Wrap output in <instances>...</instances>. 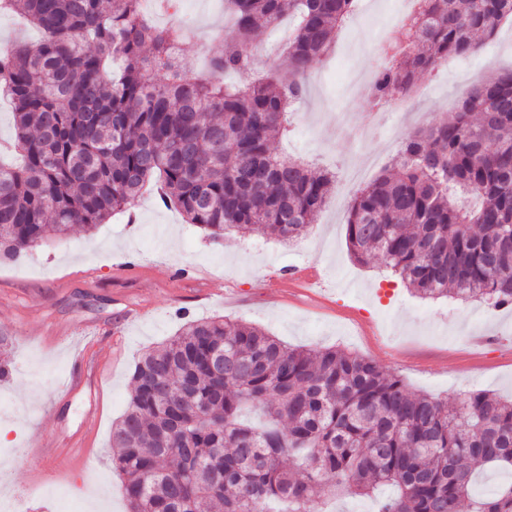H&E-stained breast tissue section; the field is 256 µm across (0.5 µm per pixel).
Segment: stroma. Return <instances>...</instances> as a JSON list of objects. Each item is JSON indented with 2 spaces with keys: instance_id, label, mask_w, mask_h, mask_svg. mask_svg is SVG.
<instances>
[{
  "instance_id": "35a3bbf8",
  "label": "stroma",
  "mask_w": 512,
  "mask_h": 512,
  "mask_svg": "<svg viewBox=\"0 0 512 512\" xmlns=\"http://www.w3.org/2000/svg\"><path fill=\"white\" fill-rule=\"evenodd\" d=\"M402 14L400 0H367L341 25L336 44L309 68L307 92L287 138L275 149L335 176L333 192L306 237L293 248L273 238L225 236L210 242L180 211L145 192L95 229L45 245L25 259L0 263V331L12 336L11 378L0 382V498L25 512L42 483L23 457L45 435L61 447L85 448L78 468L57 484L62 503L48 512H128L122 479L112 467V425L125 408L132 367L150 347L182 327V313L249 321L288 344L340 346L398 375L415 393L454 403L471 389L512 398V309L479 302L426 301L389 277L383 261L354 260L346 223L357 190L351 169L401 148L420 127L456 111L470 72L487 77L512 69V22L493 36L495 63L480 53L450 58L418 78L430 95L410 112L390 115L387 132L354 139L374 107L369 78L382 64L377 40ZM154 21L180 23L187 35L180 64L194 75L215 47L214 32L231 37L224 0H178ZM139 269L130 276L124 263ZM292 272L294 282L281 278ZM53 324H73L89 362L83 385L68 391L70 342L46 341Z\"/></svg>"
}]
</instances>
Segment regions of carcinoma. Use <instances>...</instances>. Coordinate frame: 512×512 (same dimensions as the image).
<instances>
[{"mask_svg": "<svg viewBox=\"0 0 512 512\" xmlns=\"http://www.w3.org/2000/svg\"><path fill=\"white\" fill-rule=\"evenodd\" d=\"M356 2L224 0L234 39L216 34L194 76L177 60L183 29L152 24L143 0H0L41 32L0 56L22 159L0 160V262L108 223L149 185L215 242H299L334 175L272 145ZM417 4L373 79L376 107L512 17V0ZM285 17L275 72L225 83L252 68L260 24ZM346 239L422 298L512 307V71L406 140L355 193ZM11 350L0 332V380ZM112 447L130 512H324L328 495L380 486L393 493L375 512H512V483L471 493L478 469L512 472V400L471 391L450 406L345 349L292 348L222 317L188 322L135 363Z\"/></svg>", "mask_w": 512, "mask_h": 512, "instance_id": "obj_1", "label": "carcinoma"}]
</instances>
